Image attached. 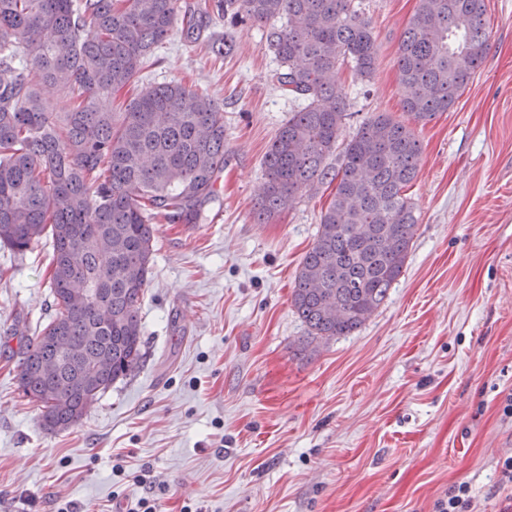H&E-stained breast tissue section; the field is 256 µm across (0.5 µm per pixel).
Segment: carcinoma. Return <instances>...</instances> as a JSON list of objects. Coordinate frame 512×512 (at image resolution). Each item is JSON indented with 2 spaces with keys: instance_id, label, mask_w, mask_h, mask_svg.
Here are the masks:
<instances>
[{
  "instance_id": "1",
  "label": "carcinoma",
  "mask_w": 512,
  "mask_h": 512,
  "mask_svg": "<svg viewBox=\"0 0 512 512\" xmlns=\"http://www.w3.org/2000/svg\"><path fill=\"white\" fill-rule=\"evenodd\" d=\"M355 0H217L221 15L268 26L275 80L306 105L264 158L263 223L326 183L333 198L296 271L291 305L314 353L360 328L403 272L418 218L405 189L422 145L387 112L338 141L349 61L370 78L378 46ZM178 0H0V247H49L52 314L19 332L18 388L48 433L80 423L144 362L141 303L157 225L195 224L224 169V109L181 82L141 87L114 111L177 24ZM485 0H418L397 72L414 121L452 109L485 65ZM277 19L281 25L273 24ZM64 85L69 112L39 85ZM86 285L92 298L76 295Z\"/></svg>"
}]
</instances>
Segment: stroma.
<instances>
[{"instance_id": "1", "label": "stroma", "mask_w": 512, "mask_h": 512, "mask_svg": "<svg viewBox=\"0 0 512 512\" xmlns=\"http://www.w3.org/2000/svg\"><path fill=\"white\" fill-rule=\"evenodd\" d=\"M372 77L342 69L341 141L376 112L405 119L396 51L418 0H360ZM489 53L456 106L415 124L419 218L404 271L356 332L298 353L291 307L329 189L268 223L252 211L264 156L299 100L263 28L204 19L197 43L160 44L140 84L178 81L224 108V170L198 223L158 227L141 303L145 362L82 422L50 434L17 382L16 326L51 313L49 257L0 249V512H433L469 482L502 512L512 453V0H486ZM227 41L230 54L213 52ZM145 483H138V475Z\"/></svg>"}]
</instances>
